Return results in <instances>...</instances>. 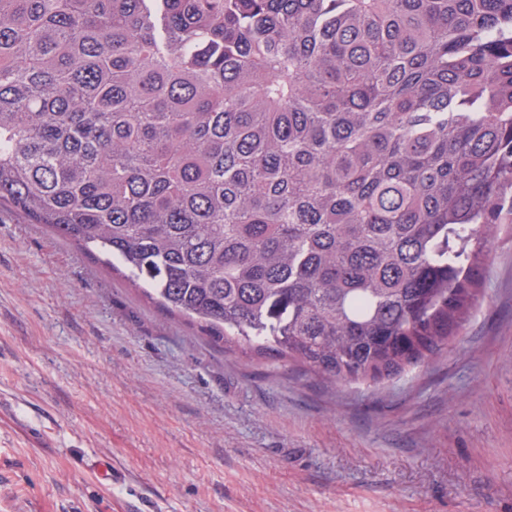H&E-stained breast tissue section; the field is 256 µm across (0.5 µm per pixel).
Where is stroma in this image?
Instances as JSON below:
<instances>
[{
	"label": "stroma",
	"instance_id": "1",
	"mask_svg": "<svg viewBox=\"0 0 512 512\" xmlns=\"http://www.w3.org/2000/svg\"><path fill=\"white\" fill-rule=\"evenodd\" d=\"M0 512H512V229L447 348L332 387L1 204Z\"/></svg>",
	"mask_w": 512,
	"mask_h": 512
}]
</instances>
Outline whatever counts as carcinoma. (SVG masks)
<instances>
[{"mask_svg": "<svg viewBox=\"0 0 512 512\" xmlns=\"http://www.w3.org/2000/svg\"><path fill=\"white\" fill-rule=\"evenodd\" d=\"M508 198L512 0H0V203L216 345L403 373Z\"/></svg>", "mask_w": 512, "mask_h": 512, "instance_id": "carcinoma-1", "label": "carcinoma"}]
</instances>
